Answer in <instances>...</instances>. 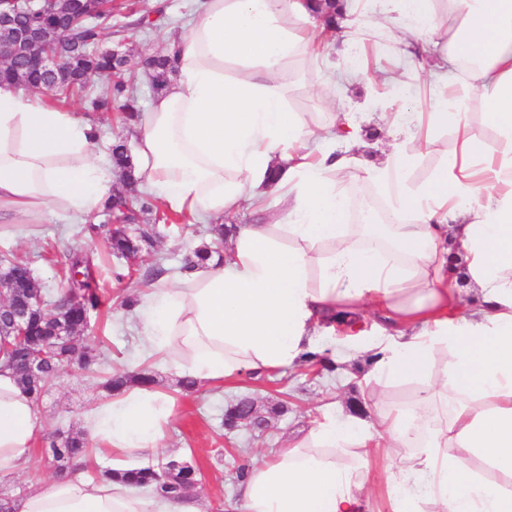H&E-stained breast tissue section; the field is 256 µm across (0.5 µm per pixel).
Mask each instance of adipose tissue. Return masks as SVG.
<instances>
[{
	"label": "adipose tissue",
	"mask_w": 512,
	"mask_h": 512,
	"mask_svg": "<svg viewBox=\"0 0 512 512\" xmlns=\"http://www.w3.org/2000/svg\"><path fill=\"white\" fill-rule=\"evenodd\" d=\"M399 32L402 73L427 48L455 65L469 101L445 92L429 111L396 112L390 150L365 170L385 193L387 221L356 224L336 176L362 142L350 113L306 119L288 107V60L305 56L310 89L334 82L316 0H198L168 50L177 77L132 122L140 192L193 221L226 224L223 261L159 278L134 316L145 347L200 383L304 362L369 356L360 381L374 417L320 420L273 458L252 461L238 512H512V0H369ZM301 28H293V21ZM477 103L500 143L473 134ZM455 145L423 184L409 181L443 131ZM96 125L0 82V237L29 240L33 217L69 223L112 200L116 169L93 150ZM263 216L231 218L242 200ZM475 300L464 301V288ZM373 330L335 340L356 314ZM417 382L411 401L386 402ZM173 406L135 386L98 402L92 443L72 475L15 500L14 512H203L196 496L146 498L118 480L125 459L160 448ZM38 411L0 366V472L30 461ZM110 456L113 477L91 473Z\"/></svg>",
	"instance_id": "ef3b65f1"
}]
</instances>
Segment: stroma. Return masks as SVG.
<instances>
[{"mask_svg":"<svg viewBox=\"0 0 512 512\" xmlns=\"http://www.w3.org/2000/svg\"><path fill=\"white\" fill-rule=\"evenodd\" d=\"M129 7L149 14L150 23L133 27L107 38V45L121 46L132 61H140L148 53L163 52L169 33L185 31L194 15L196 0H165L164 11H156L153 0H126ZM397 44L384 31H370L364 42L349 44L338 61L345 70L358 69L362 64L388 71L394 66ZM424 67L397 82L377 81L369 85L330 83L314 91L300 83H293L288 94V105L295 112H332L338 109L356 113L363 128L364 145L353 154L350 166L339 180H363L367 165L378 162L387 148L385 106L391 102L405 104L415 111L429 107L424 85L437 56L426 52ZM158 233L150 246L138 254L136 263L107 256L100 268V279L106 291L107 302L93 318L86 339L97 340L100 363L97 369L86 370L73 365L61 370L45 392L39 406L41 435L32 451V463L27 470L15 474H0V491L9 490L20 498L39 489L53 477L54 470L46 458V450L55 432L83 429L84 416L105 393L99 386L100 373L121 369L135 371L134 360L139 349V338L126 322L114 321L113 315L122 308L125 299H138L142 284L140 271L162 264L168 272H176L188 252L207 237L199 224L157 221ZM101 240H91L78 234L74 226L51 215L42 216L39 232L28 242L9 238L0 239V252L8 251L27 259L34 276L43 290L45 302H53L62 287V270L68 256L76 251L99 250ZM138 275H131V268ZM155 376L158 390L169 397L174 415L166 428L160 449L136 453L128 457L129 466L156 464L178 457L190 461L201 472L196 487L205 503V512H225L229 502L236 499L235 472L239 466L256 457H272L283 440L306 432L316 421L323 404L335 403L342 413L370 414L357 382L371 369L368 357L362 356L348 363V375L332 380L330 375L312 376L309 364L282 369L271 376L258 379L244 376L219 386L201 385L196 392H182L177 381L179 371L172 365L153 363L149 366ZM248 395L262 406L280 404L283 414L273 416L262 437L245 431L224 429L225 408L238 397Z\"/></svg>","mask_w":512,"mask_h":512,"instance_id":"obj_1","label":"stroma"}]
</instances>
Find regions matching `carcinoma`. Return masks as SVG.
<instances>
[{
    "mask_svg": "<svg viewBox=\"0 0 512 512\" xmlns=\"http://www.w3.org/2000/svg\"><path fill=\"white\" fill-rule=\"evenodd\" d=\"M70 6L90 15L89 21L66 28L65 41L69 49L68 67L60 72L44 71L24 67L20 64L4 62L0 64V81L29 89L50 93L59 101L81 95L86 105L95 111L117 109L124 121L138 117L140 108L133 88L128 83L134 71L130 61L114 59L112 52L101 50L99 46L105 33L122 31L130 26L145 23V17L131 18L125 13L122 25L115 23L119 8L102 0H69ZM146 66L151 72L153 89L162 90L168 84L169 75L174 72L173 59L155 54L148 58ZM95 79L106 81V93L97 94L93 90ZM109 153L113 164L124 172L131 169V156L126 144L118 141L111 145ZM354 205V218L366 216L372 222L383 220L380 201L363 191L351 192ZM150 207L139 201L137 190L128 184L126 193L112 198L103 207L107 221L120 220L128 224L125 232H108L106 249L111 255L120 253L132 255L140 248V243L150 244L155 236V225L146 222L145 214ZM3 271L11 287L16 289L4 316H0V357L13 370L19 382L32 395L35 403H40L48 386L55 379L57 369L72 361L85 368L96 361L94 349L80 344L81 333L87 328L92 313L99 310L101 299L96 280L97 257L95 253H73L64 270V288L58 293L54 306L50 309L35 304L31 289L35 280L28 263L3 254ZM23 316L25 335L19 341L13 336L11 316ZM44 352L47 358L35 373L29 371L27 358L33 353ZM149 386L154 379L147 373L108 374L103 377L101 387L109 393L122 391L131 383ZM51 462L61 473L74 468V461L88 454V441L83 434L69 432L50 443ZM122 481L137 488L181 497L193 491L198 484L197 469L186 467L177 459H167L155 465L134 468L121 473Z\"/></svg>",
    "mask_w": 512,
    "mask_h": 512,
    "instance_id": "cac0c4a2",
    "label": "carcinoma"
}]
</instances>
